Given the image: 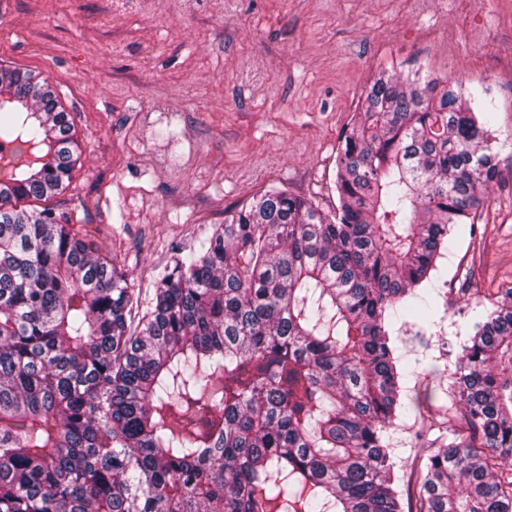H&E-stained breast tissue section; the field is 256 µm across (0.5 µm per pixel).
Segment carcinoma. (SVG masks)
<instances>
[{"label": "carcinoma", "mask_w": 512, "mask_h": 512, "mask_svg": "<svg viewBox=\"0 0 512 512\" xmlns=\"http://www.w3.org/2000/svg\"><path fill=\"white\" fill-rule=\"evenodd\" d=\"M493 114L446 77L380 74L338 205L264 194L143 294L50 202L80 159L47 83L0 66V512H404L389 319L499 177ZM459 434L413 512H512V288L474 301Z\"/></svg>", "instance_id": "carcinoma-1"}]
</instances>
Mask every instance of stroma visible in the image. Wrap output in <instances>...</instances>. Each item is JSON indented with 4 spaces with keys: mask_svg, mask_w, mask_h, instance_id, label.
<instances>
[{
    "mask_svg": "<svg viewBox=\"0 0 512 512\" xmlns=\"http://www.w3.org/2000/svg\"><path fill=\"white\" fill-rule=\"evenodd\" d=\"M0 64L71 112L80 167L58 208L145 292L263 194L335 210L339 141L379 74L449 77L493 113L500 178L476 230L420 291L431 321L389 326L406 394L438 396L398 420L416 493V458L453 439L467 301L512 288V0H0Z\"/></svg>",
    "mask_w": 512,
    "mask_h": 512,
    "instance_id": "35a3bbf8",
    "label": "stroma"
}]
</instances>
